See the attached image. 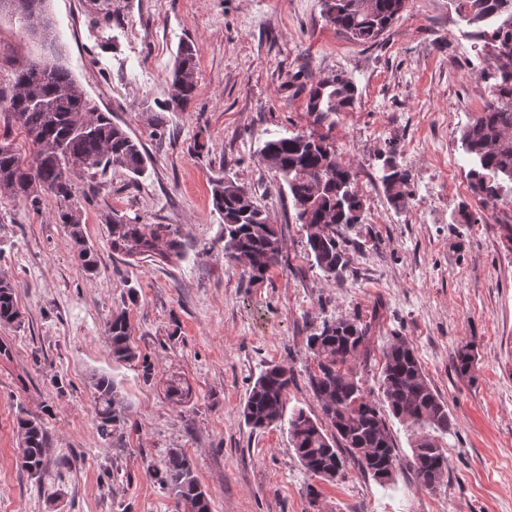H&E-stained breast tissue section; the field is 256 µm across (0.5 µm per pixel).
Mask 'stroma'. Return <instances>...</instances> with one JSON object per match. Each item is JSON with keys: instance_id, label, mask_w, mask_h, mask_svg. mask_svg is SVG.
<instances>
[{"instance_id": "stroma-1", "label": "stroma", "mask_w": 512, "mask_h": 512, "mask_svg": "<svg viewBox=\"0 0 512 512\" xmlns=\"http://www.w3.org/2000/svg\"><path fill=\"white\" fill-rule=\"evenodd\" d=\"M48 14L65 66L141 141L150 176L72 173L93 274L55 200H0V279L24 315L0 325V512H173L172 495L145 474L172 448L193 460L212 512H512V250L501 230L512 204L482 207L459 163L462 130L489 91L451 0H407L372 44L336 29L321 0H49ZM186 42L197 89L160 131L167 73ZM41 51L19 18L0 16V91ZM341 72L357 87L354 105L314 123L310 88ZM298 132L326 135L366 199L350 264L334 279L312 267L288 187L259 160L266 140ZM388 153L410 174L404 210L377 180ZM225 178L251 189L279 228V263L262 281L224 259L212 189ZM115 211L177 227L182 256L114 252ZM122 311L140 354L129 364L113 361L104 334ZM355 314L372 320L375 346L396 332L413 343L456 421L435 490L418 487L406 463L386 487L352 463L345 479L323 481L286 428L255 432L242 419L274 363L294 372L288 408L319 415L306 338ZM466 344L476 365L461 378L453 360ZM103 375L125 418L118 442L96 428L91 393ZM173 378L188 398L168 397ZM24 414L49 433L39 477L20 465Z\"/></svg>"}]
</instances>
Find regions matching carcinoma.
I'll return each mask as SVG.
<instances>
[{
    "label": "carcinoma",
    "instance_id": "carcinoma-1",
    "mask_svg": "<svg viewBox=\"0 0 512 512\" xmlns=\"http://www.w3.org/2000/svg\"><path fill=\"white\" fill-rule=\"evenodd\" d=\"M455 10L472 28L474 50L487 67L490 99L463 129L462 147L470 161L472 189L482 204H496L512 194V0H451ZM406 0H323V13L336 28L358 43H372L394 24ZM27 30L53 43L55 36L40 14L19 16ZM44 57L32 59L14 72L11 89L0 94V108L7 119L25 133L30 155H22L8 137L0 140V198L27 201L33 205L49 196L55 199L60 223L79 246L78 257L85 271H96L92 250L86 245L75 206L70 176L76 170L124 168L140 177L146 173V158L140 142L112 114L101 112L83 88L62 66H46ZM169 112L186 104L196 90V71L191 46L181 47L169 73ZM357 89L340 73L319 82L309 92L307 112L323 122L336 112L352 107ZM260 161L279 174L288 186L296 221L306 234L312 266L334 278L349 263L344 249V231L360 223L366 202L357 187L358 175L342 164L327 137L288 135L266 141ZM389 201L398 209L412 197L410 176L391 159L379 172ZM214 205L224 221V259L243 264L249 281L264 279L278 264L282 249L278 226L255 200L254 193L226 178L215 184ZM112 250L128 257L154 255L168 259L182 255L178 228L171 224H141L139 218L112 214L108 221ZM23 322L12 284L0 279V324ZM371 326L360 317L325 320L307 336L306 346L315 368L309 386L321 416L298 408L285 417L291 370L267 366L251 386L241 414L244 423L261 431L283 422L301 465L313 476L333 480L337 469L345 476L347 460L385 484L386 462L400 466L385 413H390L411 432L408 461L418 485L432 491L446 476L444 438L452 433L454 420L448 404L434 390L416 350L406 337H387L381 347L378 378L383 405L371 398L363 380L371 354ZM131 324L125 312L112 315L105 334L115 362L139 358L129 343ZM476 356L470 345L461 347L454 370L469 375ZM116 387L103 375L94 383V415L106 439L122 436L124 416L116 408ZM20 462L31 475L46 468L48 433L42 420L17 418ZM146 474L170 490L175 512H211L209 495L195 473L192 460L181 448H171L163 470L147 468Z\"/></svg>",
    "mask_w": 512,
    "mask_h": 512
}]
</instances>
